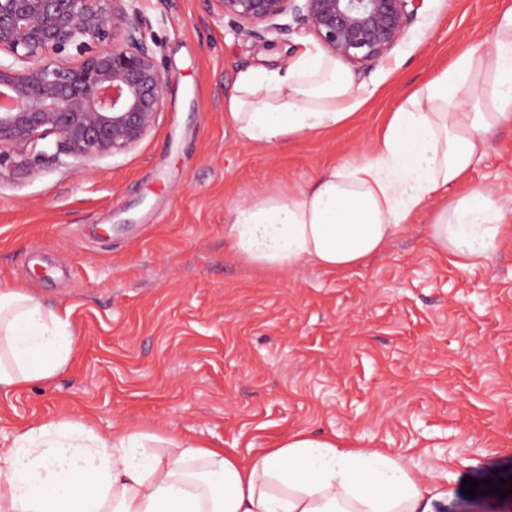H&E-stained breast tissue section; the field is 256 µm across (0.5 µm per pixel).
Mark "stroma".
Masks as SVG:
<instances>
[{"label":"stroma","instance_id":"1","mask_svg":"<svg viewBox=\"0 0 512 512\" xmlns=\"http://www.w3.org/2000/svg\"><path fill=\"white\" fill-rule=\"evenodd\" d=\"M140 8L172 77L153 132L85 171L0 182V289L69 309L76 336L51 380L0 396V448L49 420L166 428L246 456L307 429L448 468L455 512H512V495L462 491L468 476L512 481V245L455 267L423 212L342 275L269 271L233 255L225 221L369 151L413 89L492 48L512 0H423L408 37L353 73L372 95L347 122L265 147L237 137L224 101L241 72L287 68L315 37L235 34L208 0ZM468 184L512 198V121Z\"/></svg>","mask_w":512,"mask_h":512}]
</instances>
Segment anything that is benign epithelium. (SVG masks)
I'll return each instance as SVG.
<instances>
[{
	"label": "benign epithelium",
	"instance_id": "obj_1",
	"mask_svg": "<svg viewBox=\"0 0 512 512\" xmlns=\"http://www.w3.org/2000/svg\"><path fill=\"white\" fill-rule=\"evenodd\" d=\"M141 0H0V182L48 162L81 169L135 149L164 111L170 76L148 43ZM237 33L312 34L340 63L386 57L422 0H210ZM78 61L70 62L72 56ZM22 66H16V63Z\"/></svg>",
	"mask_w": 512,
	"mask_h": 512
}]
</instances>
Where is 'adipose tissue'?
<instances>
[{
  "label": "adipose tissue",
  "instance_id": "obj_1",
  "mask_svg": "<svg viewBox=\"0 0 512 512\" xmlns=\"http://www.w3.org/2000/svg\"><path fill=\"white\" fill-rule=\"evenodd\" d=\"M360 101L335 60L305 53L286 71L242 73L227 120L266 146L348 120ZM512 120V8L491 50L469 48L389 113L369 154L308 188L266 192L227 212L232 248L270 270L340 273L379 254L424 207L429 240L456 266L512 244V205L461 184ZM75 351L69 310L0 289V393L57 375ZM452 472L302 429L251 458L171 431L98 434L46 421L0 448V512H444Z\"/></svg>",
  "mask_w": 512,
  "mask_h": 512
}]
</instances>
